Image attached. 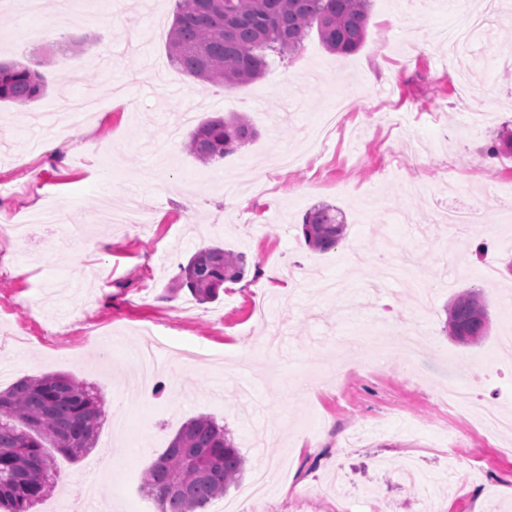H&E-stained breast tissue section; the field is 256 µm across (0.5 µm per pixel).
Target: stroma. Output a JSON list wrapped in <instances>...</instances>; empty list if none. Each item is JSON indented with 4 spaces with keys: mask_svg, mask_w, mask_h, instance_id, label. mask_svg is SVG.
Wrapping results in <instances>:
<instances>
[{
    "mask_svg": "<svg viewBox=\"0 0 512 512\" xmlns=\"http://www.w3.org/2000/svg\"><path fill=\"white\" fill-rule=\"evenodd\" d=\"M64 32L32 16L23 38L12 10L0 11V58L41 59L49 91L21 107L0 103V391L27 376L64 373L98 388L105 411L97 446L80 459L56 455L59 480L33 512L84 500L101 460L112 458L104 491L112 512H141L123 490L167 448L187 420L208 415L246 460L273 480L262 512H428L398 472L415 458L441 481L438 512H512V433H479L468 411L438 405L449 378L484 362L497 375L481 402L512 412V252L492 196L512 185V156L489 151L512 127V0H371L366 39L350 55L310 34L269 77L226 88L202 85L167 61L174 0H81ZM90 94L99 109L65 151L33 147V116ZM481 110L466 140L454 129ZM247 113L259 135L204 165L184 140L216 114ZM154 198L155 226L142 234L96 225L95 210ZM57 224L34 223L47 202ZM339 209L348 225L335 249H311L307 212ZM489 206L495 235L456 238L440 209ZM30 222L26 240L13 224ZM90 225L83 242L73 225ZM244 254L243 278L216 300L177 289L181 264L201 247ZM499 267L483 278V262ZM482 289L490 329L461 346L446 331L454 293ZM420 338L415 356L376 347L402 321ZM158 324L206 362L161 374L147 397L129 362L142 328ZM112 353L90 347L94 334ZM455 440L463 466L442 452ZM135 455H127L128 447ZM342 476L341 500L326 489Z\"/></svg>",
    "mask_w": 512,
    "mask_h": 512,
    "instance_id": "1",
    "label": "stroma"
}]
</instances>
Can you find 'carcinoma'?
Masks as SVG:
<instances>
[{
	"instance_id": "obj_1",
	"label": "carcinoma",
	"mask_w": 512,
	"mask_h": 512,
	"mask_svg": "<svg viewBox=\"0 0 512 512\" xmlns=\"http://www.w3.org/2000/svg\"><path fill=\"white\" fill-rule=\"evenodd\" d=\"M371 0H175L168 33L171 66L205 84L235 85L264 77L269 57L299 54L311 31L328 50L356 52L364 43ZM48 85L37 69L0 62V102L27 106ZM257 131L247 115L202 121L184 148L210 164L249 144ZM306 242L316 251L336 248L346 235L342 213L321 204L306 215ZM245 257L218 247L196 252L180 266L178 287L200 303L219 296L224 283L240 280ZM453 339L473 345L489 331L482 290L456 295L446 308ZM104 421L103 401L86 383L62 373L26 377L0 392V509L31 512L55 480L48 449L75 460L95 447ZM245 459L224 426L208 416L185 422L168 448L145 470L142 488L156 512H207L239 484Z\"/></svg>"
}]
</instances>
